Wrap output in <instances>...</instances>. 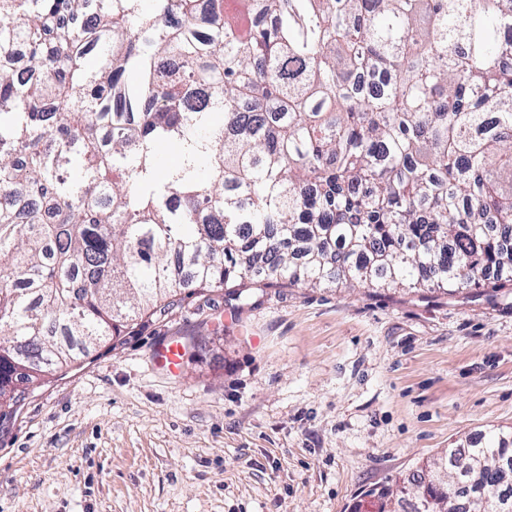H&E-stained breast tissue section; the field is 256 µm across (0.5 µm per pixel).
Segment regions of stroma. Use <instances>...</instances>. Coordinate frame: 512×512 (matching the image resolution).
<instances>
[{"label": "stroma", "instance_id": "1", "mask_svg": "<svg viewBox=\"0 0 512 512\" xmlns=\"http://www.w3.org/2000/svg\"><path fill=\"white\" fill-rule=\"evenodd\" d=\"M492 430L512 435V297L192 295L31 386L0 433V512H373Z\"/></svg>", "mask_w": 512, "mask_h": 512}]
</instances>
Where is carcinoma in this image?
<instances>
[{"mask_svg":"<svg viewBox=\"0 0 512 512\" xmlns=\"http://www.w3.org/2000/svg\"><path fill=\"white\" fill-rule=\"evenodd\" d=\"M236 2L0 0L1 433L188 288L512 286V0ZM504 468L490 433L409 484L512 512Z\"/></svg>","mask_w":512,"mask_h":512,"instance_id":"cac0c4a2","label":"carcinoma"}]
</instances>
